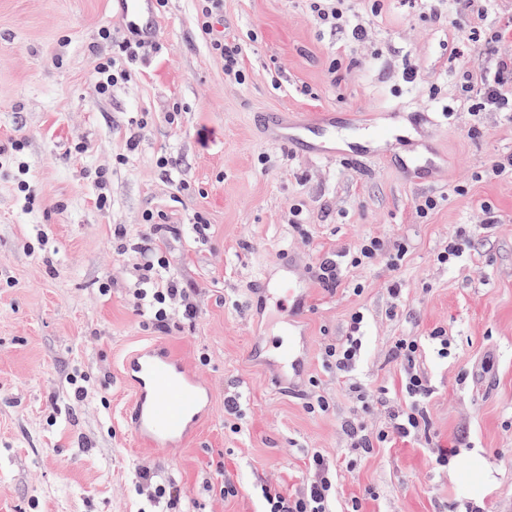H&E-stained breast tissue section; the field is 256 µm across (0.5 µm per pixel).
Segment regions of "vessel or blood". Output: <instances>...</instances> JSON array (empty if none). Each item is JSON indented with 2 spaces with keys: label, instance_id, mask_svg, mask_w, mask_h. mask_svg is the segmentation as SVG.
<instances>
[{
  "label": "vessel or blood",
  "instance_id": "1",
  "mask_svg": "<svg viewBox=\"0 0 512 512\" xmlns=\"http://www.w3.org/2000/svg\"><path fill=\"white\" fill-rule=\"evenodd\" d=\"M120 2L129 30L139 42L153 43L158 36L154 0ZM255 121L271 144L296 156L351 157L358 152L351 140L358 127L350 122L339 124L326 117L289 122L279 112L257 113ZM399 165L431 180L440 172L439 163L431 157L414 156L400 160ZM281 268L283 274L274 284L266 275H259L260 298H274L276 288H284L291 312H300L304 307L305 279L293 263H282ZM289 333L288 344L278 348L279 360L297 372L303 367L302 348L296 340L297 328H290ZM123 377L134 389L126 421L133 434L150 447L166 450L182 444L209 411L210 398L203 383L165 347L149 346L130 356L123 365Z\"/></svg>",
  "mask_w": 512,
  "mask_h": 512
}]
</instances>
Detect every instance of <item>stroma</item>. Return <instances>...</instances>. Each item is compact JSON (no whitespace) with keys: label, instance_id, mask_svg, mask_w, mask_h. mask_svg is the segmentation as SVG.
<instances>
[{"label":"stroma","instance_id":"35a3bbf8","mask_svg":"<svg viewBox=\"0 0 512 512\" xmlns=\"http://www.w3.org/2000/svg\"><path fill=\"white\" fill-rule=\"evenodd\" d=\"M223 5L213 35L243 44L241 81L202 33L199 0H165L158 45L131 56L113 0H0V512H140V463L180 491L183 512H264L263 488L300 492L317 452L336 470L334 512H512V171L489 172L512 155V115L481 107L457 77L462 60H494L455 30L453 0L440 20L422 0H346L349 27L337 34L305 0ZM100 57L131 74L103 95ZM264 111L364 123L385 113L413 140L426 117L445 168L415 181L380 151L355 162L292 156L254 122ZM164 156L173 168H160ZM429 197L436 208L420 213ZM147 212L168 224L171 269L197 308L166 334L129 300L135 253L112 251L113 228L140 234ZM200 218L204 238L192 230ZM462 225V259L439 263ZM368 237L405 245L398 266H350ZM282 253L308 285L299 374L272 357L287 311L248 305ZM326 257L342 272L333 287L317 278ZM358 310L351 377L388 397L367 411L326 355ZM436 329L447 355L428 340ZM404 336L425 340L415 369L430 387L426 425L353 450V420L374 436L411 407L392 357ZM151 342L211 398L193 435L167 451L142 445L122 419L133 396L122 363ZM231 393L235 415L224 412ZM450 446L456 457L437 464ZM227 482L234 495L222 494Z\"/></svg>","mask_w":512,"mask_h":512}]
</instances>
